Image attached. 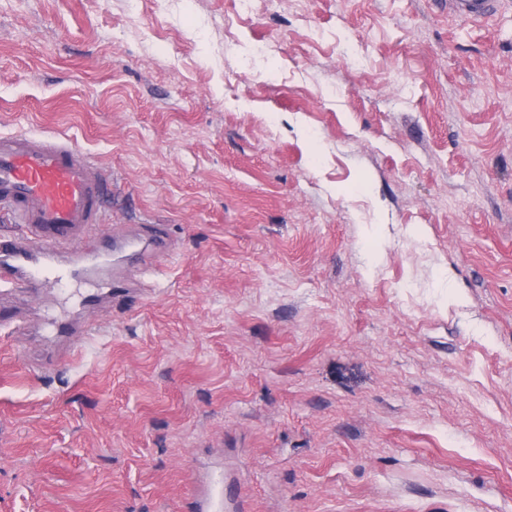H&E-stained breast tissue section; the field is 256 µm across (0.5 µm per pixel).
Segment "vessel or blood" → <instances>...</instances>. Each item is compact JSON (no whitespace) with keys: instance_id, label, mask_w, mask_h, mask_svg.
Returning a JSON list of instances; mask_svg holds the SVG:
<instances>
[{"instance_id":"obj_1","label":"vessel or blood","mask_w":512,"mask_h":512,"mask_svg":"<svg viewBox=\"0 0 512 512\" xmlns=\"http://www.w3.org/2000/svg\"><path fill=\"white\" fill-rule=\"evenodd\" d=\"M454 15L474 21L491 18L496 0H448ZM109 174L97 171L87 154L65 137L27 130L0 135V211L34 237L0 240V287L39 290L96 273L105 251L116 250L118 265L105 286L118 294L131 281L121 263L127 252L165 251L170 238L153 224L131 236L111 224L106 202Z\"/></svg>"}]
</instances>
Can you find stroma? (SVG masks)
<instances>
[{
	"instance_id": "stroma-1",
	"label": "stroma",
	"mask_w": 512,
	"mask_h": 512,
	"mask_svg": "<svg viewBox=\"0 0 512 512\" xmlns=\"http://www.w3.org/2000/svg\"><path fill=\"white\" fill-rule=\"evenodd\" d=\"M20 129L178 247L0 294V512H512V0H0ZM448 10L461 18L487 20L496 12V0H448Z\"/></svg>"
}]
</instances>
